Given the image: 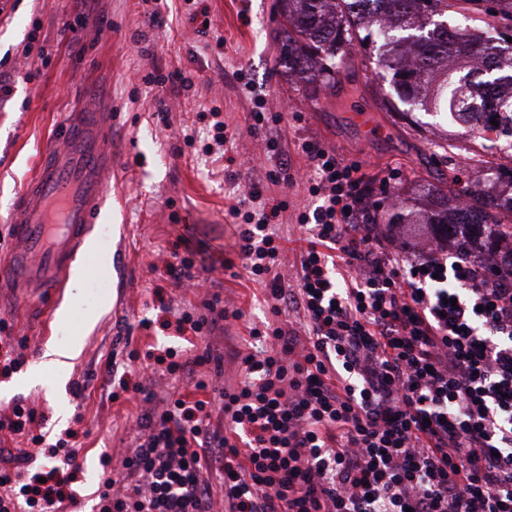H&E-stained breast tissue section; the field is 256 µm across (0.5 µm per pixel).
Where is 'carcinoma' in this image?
I'll return each mask as SVG.
<instances>
[{"label":"carcinoma","mask_w":512,"mask_h":512,"mask_svg":"<svg viewBox=\"0 0 512 512\" xmlns=\"http://www.w3.org/2000/svg\"><path fill=\"white\" fill-rule=\"evenodd\" d=\"M281 17L278 63L313 96L336 93V77L350 69L356 43L389 76L390 108L405 116L431 112L460 137L512 154V0L478 18L488 31L448 26V12L477 11L480 0H278ZM497 124H491V121ZM481 183L427 187L432 207L395 212L388 224H433L448 235L469 229L490 246L512 236V169Z\"/></svg>","instance_id":"cac0c4a2"}]
</instances>
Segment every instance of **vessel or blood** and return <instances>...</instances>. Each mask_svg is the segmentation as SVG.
Segmentation results:
<instances>
[{"label": "vessel or blood", "mask_w": 512, "mask_h": 512, "mask_svg": "<svg viewBox=\"0 0 512 512\" xmlns=\"http://www.w3.org/2000/svg\"><path fill=\"white\" fill-rule=\"evenodd\" d=\"M106 113L72 112L57 142L42 154L37 173L13 208L15 246L0 261V289L54 292L64 287L106 199L112 153Z\"/></svg>", "instance_id": "b4317fda"}]
</instances>
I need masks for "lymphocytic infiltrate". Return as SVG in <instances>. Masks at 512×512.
<instances>
[{
	"label": "lymphocytic infiltrate",
	"mask_w": 512,
	"mask_h": 512,
	"mask_svg": "<svg viewBox=\"0 0 512 512\" xmlns=\"http://www.w3.org/2000/svg\"><path fill=\"white\" fill-rule=\"evenodd\" d=\"M298 223L308 235L296 285L279 268L272 232L288 204L267 205L252 180L239 256L266 287L273 313L291 307L302 329H251L226 419L209 401L178 397L145 416L124 465L130 485L105 480L97 512H212L203 471L224 469L228 512H512V242L468 247L420 239L414 260L389 242L399 226L359 223L360 168L307 142ZM33 409L14 404L0 431L30 434L61 465L23 480L0 467V512H56L79 450L32 434Z\"/></svg>",
	"instance_id": "f902f5d3"
}]
</instances>
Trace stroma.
Listing matches in <instances>:
<instances>
[{
    "instance_id": "stroma-1",
    "label": "stroma",
    "mask_w": 512,
    "mask_h": 512,
    "mask_svg": "<svg viewBox=\"0 0 512 512\" xmlns=\"http://www.w3.org/2000/svg\"><path fill=\"white\" fill-rule=\"evenodd\" d=\"M207 8L209 27L191 20ZM161 10L164 20L150 14ZM83 0H0V259L13 249L9 208L35 173L40 151L61 132L81 104L112 115V171L95 259H82L76 278L55 297L30 291L0 298V336L22 343L26 364L0 375V420L23 403L45 416L52 435H76L85 450L71 487L86 508L105 478L121 479L123 461L137 443L142 395L122 391L120 380L143 381L154 403L193 392V379L210 388L235 389L239 353L249 350L250 328L301 317L273 315L259 283L238 256L231 205L243 199L253 177L287 162V178L270 187L269 200L287 210L275 229L286 237L283 275L293 273L304 246L299 213L311 209L301 145L312 141L346 163L359 164L381 210L393 200L418 203L424 185L485 181L489 168H512V157L447 148L448 127L416 113L408 125L382 104L388 89L372 65L356 62L335 96L315 106L299 81L279 65L277 0H98L84 29L61 31L63 18L83 13ZM181 72L189 85L147 83V76ZM227 123L228 141L208 137L211 109ZM279 117V156L253 129L251 112ZM188 239L213 265L196 291L170 278L174 245ZM219 294L224 308L242 310L206 338H186L164 327L168 314L204 313ZM69 308L67 321L59 312ZM80 337L79 356L63 367L45 363L49 347ZM173 346L192 360V378L169 375L150 349ZM109 465H102V458Z\"/></svg>"
}]
</instances>
